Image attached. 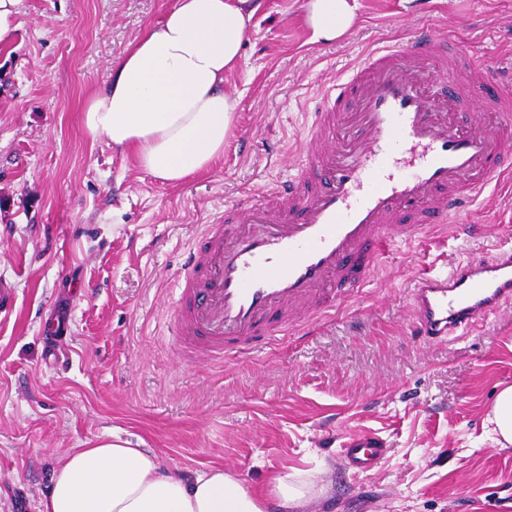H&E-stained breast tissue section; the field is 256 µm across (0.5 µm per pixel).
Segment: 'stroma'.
<instances>
[{"label": "stroma", "mask_w": 512, "mask_h": 512, "mask_svg": "<svg viewBox=\"0 0 512 512\" xmlns=\"http://www.w3.org/2000/svg\"><path fill=\"white\" fill-rule=\"evenodd\" d=\"M302 0H261L224 153L170 186L142 172L82 108L174 0H23L0 46V512H39L58 458L116 436L195 478L224 466L246 488L286 473L315 486L298 512H512V446L488 414L512 385V306L475 333L410 336L412 278L512 248V175L468 225L398 243L366 286L304 336L224 367L181 361L167 329L185 253L225 204L287 179L310 103L362 53L428 24L495 62L512 52V0H357L342 37L312 42ZM68 317L59 350L43 325ZM385 435L387 460L356 475L350 434Z\"/></svg>", "instance_id": "1"}]
</instances>
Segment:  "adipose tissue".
<instances>
[{
	"label": "adipose tissue",
	"mask_w": 512,
	"mask_h": 512,
	"mask_svg": "<svg viewBox=\"0 0 512 512\" xmlns=\"http://www.w3.org/2000/svg\"><path fill=\"white\" fill-rule=\"evenodd\" d=\"M258 0H175L113 67L83 112L90 136H105L135 165L177 185L209 168L231 136L238 97L225 91L237 70ZM316 39L333 41L355 22L353 0H303ZM265 495L223 467L194 479L118 438L61 456L39 512H266Z\"/></svg>",
	"instance_id": "adipose-tissue-1"
}]
</instances>
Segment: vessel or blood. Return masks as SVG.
<instances>
[{
    "label": "vessel or blood",
    "instance_id": "b4317fda",
    "mask_svg": "<svg viewBox=\"0 0 512 512\" xmlns=\"http://www.w3.org/2000/svg\"><path fill=\"white\" fill-rule=\"evenodd\" d=\"M446 40L422 25L364 54L315 98L288 179L205 226L169 318L191 360L227 363L310 329L362 294L391 245L459 221L512 170V57L490 67L458 47V72ZM408 292L411 335H468L512 305V248L421 274ZM386 454L374 432L345 448L359 473Z\"/></svg>",
    "mask_w": 512,
    "mask_h": 512
}]
</instances>
